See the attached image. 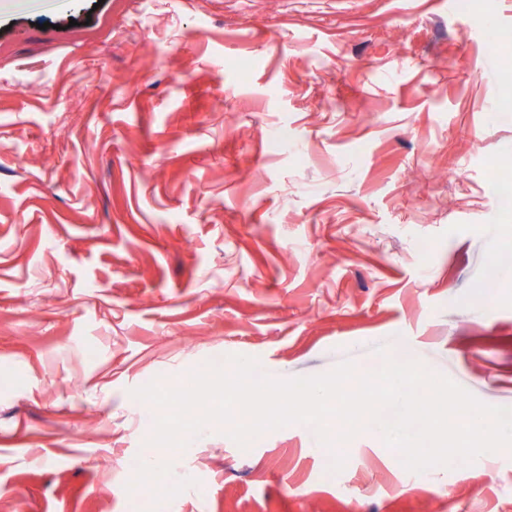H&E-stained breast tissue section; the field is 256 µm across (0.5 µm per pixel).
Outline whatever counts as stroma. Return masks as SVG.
Returning a JSON list of instances; mask_svg holds the SVG:
<instances>
[{
  "label": "stroma",
  "mask_w": 512,
  "mask_h": 512,
  "mask_svg": "<svg viewBox=\"0 0 512 512\" xmlns=\"http://www.w3.org/2000/svg\"><path fill=\"white\" fill-rule=\"evenodd\" d=\"M40 0L0 13V512H512V450L407 481L362 432L215 424L136 506L132 389L389 336L512 407V0ZM493 305L478 294L492 263Z\"/></svg>",
  "instance_id": "1"
}]
</instances>
